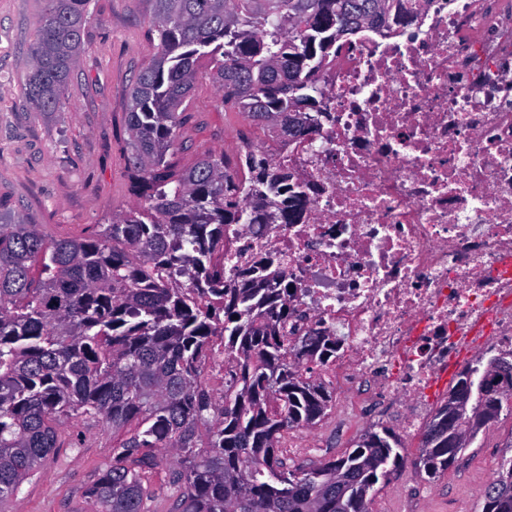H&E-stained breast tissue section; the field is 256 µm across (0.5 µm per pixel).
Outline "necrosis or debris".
I'll use <instances>...</instances> for the list:
<instances>
[{
    "instance_id": "1",
    "label": "necrosis or debris",
    "mask_w": 512,
    "mask_h": 512,
    "mask_svg": "<svg viewBox=\"0 0 512 512\" xmlns=\"http://www.w3.org/2000/svg\"><path fill=\"white\" fill-rule=\"evenodd\" d=\"M322 72L306 143L264 144L310 202L293 224H229L226 276L272 258L295 313L288 343L341 406L395 414L406 438L474 356L512 351V0H419Z\"/></svg>"
}]
</instances>
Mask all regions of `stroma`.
Returning a JSON list of instances; mask_svg holds the SVG:
<instances>
[{
  "label": "stroma",
  "instance_id": "obj_1",
  "mask_svg": "<svg viewBox=\"0 0 512 512\" xmlns=\"http://www.w3.org/2000/svg\"><path fill=\"white\" fill-rule=\"evenodd\" d=\"M46 0H0V208L41 225L56 238L79 237L137 199L126 164L128 92L157 51L151 30L153 0H91L83 33L85 51L74 68L61 111L41 114L23 96L37 21ZM219 92L197 83L183 130L180 165L208 151L230 150L245 131L241 113L216 106ZM337 433L331 418L314 427L321 452L297 451L288 459L307 467L341 456L365 430L346 414ZM59 446L0 512H99L86 490L112 461V433L96 425H57ZM512 443V414L501 413L460 456L455 467L428 479L405 464L376 493L372 512H476Z\"/></svg>",
  "mask_w": 512,
  "mask_h": 512
}]
</instances>
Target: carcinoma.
<instances>
[{
    "instance_id": "obj_1",
    "label": "carcinoma",
    "mask_w": 512,
    "mask_h": 512,
    "mask_svg": "<svg viewBox=\"0 0 512 512\" xmlns=\"http://www.w3.org/2000/svg\"><path fill=\"white\" fill-rule=\"evenodd\" d=\"M90 0H46L24 84L35 112L60 110L83 51ZM157 53L127 107V168L139 204L78 238L0 213V502L57 447L66 415L112 428V464L88 489L103 512H149L143 474L179 465L177 512H371L377 484L407 460L386 427L343 456L288 467L290 428L334 406L297 359L333 347L306 336L290 358L285 295L268 277L224 280V225L293 224L305 190L245 139L231 154L172 162L201 64L224 110L262 134L305 140L319 126L329 58L366 30L397 34L410 0H153ZM234 358L219 403L202 360ZM512 412V352L465 368L430 421L415 465L440 477ZM462 441L448 446V432ZM485 501L512 512V457Z\"/></svg>"
}]
</instances>
